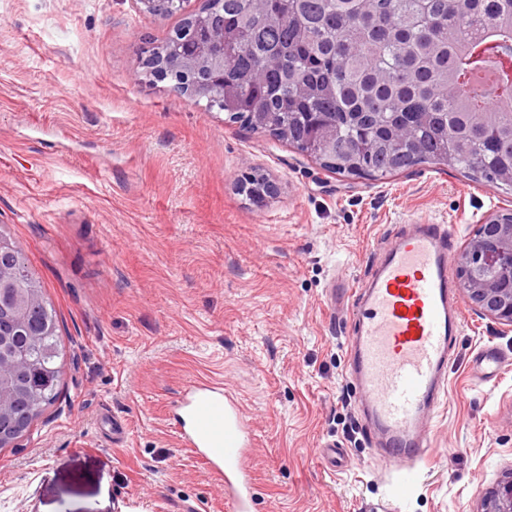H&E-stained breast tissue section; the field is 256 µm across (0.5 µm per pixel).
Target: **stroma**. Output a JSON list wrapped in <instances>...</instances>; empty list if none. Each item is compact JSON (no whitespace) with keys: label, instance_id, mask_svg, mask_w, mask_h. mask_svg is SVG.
<instances>
[{"label":"stroma","instance_id":"obj_1","mask_svg":"<svg viewBox=\"0 0 512 512\" xmlns=\"http://www.w3.org/2000/svg\"><path fill=\"white\" fill-rule=\"evenodd\" d=\"M203 0H0V232L22 246L68 354L57 401L0 449V512H231L171 406L219 380L253 433L255 512H377L381 458L345 375L339 279L365 281L405 224L463 251L512 195L430 167L324 170L145 73ZM260 175L278 190L254 204ZM434 452L399 512H478L512 471V329L461 301ZM506 360L489 381L478 351Z\"/></svg>","mask_w":512,"mask_h":512}]
</instances>
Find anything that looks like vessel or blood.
Returning <instances> with one entry per match:
<instances>
[{
    "label": "vessel or blood",
    "mask_w": 512,
    "mask_h": 512,
    "mask_svg": "<svg viewBox=\"0 0 512 512\" xmlns=\"http://www.w3.org/2000/svg\"><path fill=\"white\" fill-rule=\"evenodd\" d=\"M447 224H411L387 241L366 284L351 299L348 372L381 450L398 459L393 501L419 483L433 452L432 419L448 393V364L462 331ZM504 358L484 349L475 365L497 377ZM183 442L223 482L233 512H254L249 431L223 384L188 385L174 403Z\"/></svg>",
    "instance_id": "b4317fda"
}]
</instances>
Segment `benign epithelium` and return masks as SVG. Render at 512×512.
Masks as SVG:
<instances>
[{
	"instance_id": "1",
	"label": "benign epithelium",
	"mask_w": 512,
	"mask_h": 512,
	"mask_svg": "<svg viewBox=\"0 0 512 512\" xmlns=\"http://www.w3.org/2000/svg\"><path fill=\"white\" fill-rule=\"evenodd\" d=\"M193 36L185 48L186 56L207 60L215 74L224 65V29L216 27L203 16L192 22ZM150 72L158 78L166 76L167 56L152 49L147 58ZM501 214L490 213L481 228L488 231L492 243L480 239L469 242L460 257V266L467 273L462 290L468 302L484 317L512 327V224H500ZM22 249L19 244L0 234V296L9 298L12 291L24 287L21 270ZM20 424L10 409L5 395L0 394V436L11 437ZM481 512H512V475L501 481L485 496Z\"/></svg>"
}]
</instances>
